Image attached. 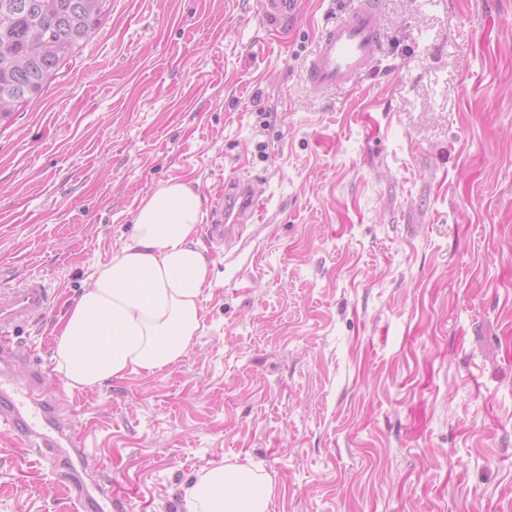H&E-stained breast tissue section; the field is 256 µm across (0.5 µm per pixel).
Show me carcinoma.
Instances as JSON below:
<instances>
[{
  "mask_svg": "<svg viewBox=\"0 0 512 512\" xmlns=\"http://www.w3.org/2000/svg\"><path fill=\"white\" fill-rule=\"evenodd\" d=\"M108 0H0V123L40 98L90 39Z\"/></svg>",
  "mask_w": 512,
  "mask_h": 512,
  "instance_id": "obj_1",
  "label": "carcinoma"
}]
</instances>
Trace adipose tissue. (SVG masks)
I'll return each mask as SVG.
<instances>
[{
  "instance_id": "adipose-tissue-1",
  "label": "adipose tissue",
  "mask_w": 512,
  "mask_h": 512,
  "mask_svg": "<svg viewBox=\"0 0 512 512\" xmlns=\"http://www.w3.org/2000/svg\"><path fill=\"white\" fill-rule=\"evenodd\" d=\"M201 220L192 182H165L142 199L130 239L51 330L52 358L69 389L151 375L183 358L212 286ZM273 493L268 474L224 461L199 474L186 499L189 512H269Z\"/></svg>"
}]
</instances>
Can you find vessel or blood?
<instances>
[{
	"mask_svg": "<svg viewBox=\"0 0 512 512\" xmlns=\"http://www.w3.org/2000/svg\"><path fill=\"white\" fill-rule=\"evenodd\" d=\"M304 0H262L263 17L280 29L302 12ZM386 54L380 28V0H352L344 16L322 32L305 59L307 81L327 90L357 83ZM264 208L260 185L251 176L239 174L225 179L224 198L212 210L206 226L209 239L223 242L242 238L249 224ZM51 308L50 292L43 278L31 277L20 288L0 290V340L8 341L22 325L46 316ZM44 371L28 365L24 381L15 392L0 388V424L9 426L25 439H38L57 480L72 504L73 512H100L101 500L112 497V491L99 487L97 496L86 491L103 466L99 450L90 443V434L57 430L55 436L38 434L36 425L49 421L51 405L44 400ZM66 446L82 457L81 469L64 466L56 456Z\"/></svg>",
	"mask_w": 512,
	"mask_h": 512,
	"instance_id": "b4317fda",
	"label": "vessel or blood"
}]
</instances>
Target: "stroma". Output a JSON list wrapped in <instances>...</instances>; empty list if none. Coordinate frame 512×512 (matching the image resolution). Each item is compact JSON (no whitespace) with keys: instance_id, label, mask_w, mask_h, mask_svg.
Segmentation results:
<instances>
[{"instance_id":"stroma-1","label":"stroma","mask_w":512,"mask_h":512,"mask_svg":"<svg viewBox=\"0 0 512 512\" xmlns=\"http://www.w3.org/2000/svg\"><path fill=\"white\" fill-rule=\"evenodd\" d=\"M345 9L280 34L260 0H110L0 126V288L53 292L14 373L92 427L112 512H186L227 459L274 479L270 512H512V0H382V63L322 93L303 59ZM245 170L266 212L208 252L186 355L68 390L50 330L141 200L190 180L208 210ZM0 512H69L4 426Z\"/></svg>"}]
</instances>
